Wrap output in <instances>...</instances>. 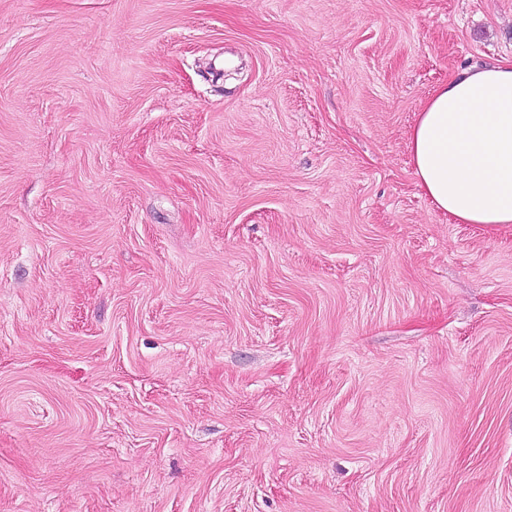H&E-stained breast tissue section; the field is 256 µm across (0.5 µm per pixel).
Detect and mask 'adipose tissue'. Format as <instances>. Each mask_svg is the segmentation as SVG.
<instances>
[{"label": "adipose tissue", "instance_id": "1", "mask_svg": "<svg viewBox=\"0 0 512 512\" xmlns=\"http://www.w3.org/2000/svg\"><path fill=\"white\" fill-rule=\"evenodd\" d=\"M417 184L454 224H512V60L437 85L410 133Z\"/></svg>", "mask_w": 512, "mask_h": 512}]
</instances>
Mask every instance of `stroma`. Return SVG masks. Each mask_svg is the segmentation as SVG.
I'll list each match as a JSON object with an SVG mask.
<instances>
[{
    "label": "stroma",
    "mask_w": 512,
    "mask_h": 512,
    "mask_svg": "<svg viewBox=\"0 0 512 512\" xmlns=\"http://www.w3.org/2000/svg\"><path fill=\"white\" fill-rule=\"evenodd\" d=\"M512 0H0V512H512V224L416 185Z\"/></svg>",
    "instance_id": "stroma-1"
}]
</instances>
